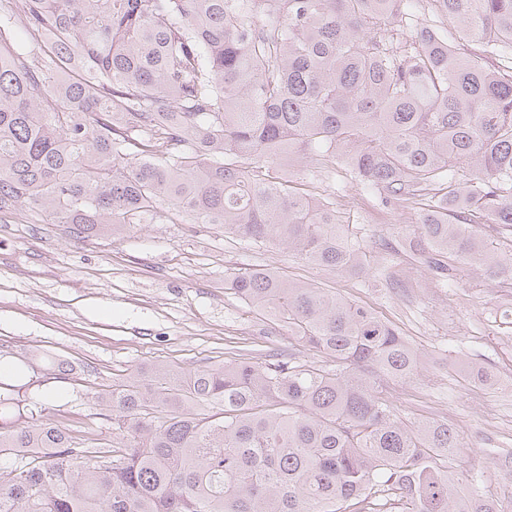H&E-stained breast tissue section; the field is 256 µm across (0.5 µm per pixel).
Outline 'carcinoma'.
I'll return each mask as SVG.
<instances>
[{"mask_svg":"<svg viewBox=\"0 0 512 512\" xmlns=\"http://www.w3.org/2000/svg\"><path fill=\"white\" fill-rule=\"evenodd\" d=\"M431 6L454 34L410 0H0V211L85 238L222 224L346 272L366 253L331 194L288 176L340 166L417 206L409 249L437 283L512 281L478 230L512 236V74L487 62L512 57V0ZM224 288L331 364L131 373L97 397L109 446L0 392V512H504L448 466L455 427L399 412L421 352L394 325L271 269Z\"/></svg>","mask_w":512,"mask_h":512,"instance_id":"cac0c4a2","label":"carcinoma"}]
</instances>
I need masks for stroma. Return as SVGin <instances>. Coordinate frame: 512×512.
Masks as SVG:
<instances>
[{
	"label": "stroma",
	"instance_id": "stroma-1",
	"mask_svg": "<svg viewBox=\"0 0 512 512\" xmlns=\"http://www.w3.org/2000/svg\"><path fill=\"white\" fill-rule=\"evenodd\" d=\"M306 189L335 193L336 211L368 263L357 272L315 266L287 248L257 246L218 224H134L122 237L83 238L29 208L0 211V387L26 392L33 413L90 442L111 443L95 403L114 380L163 362L221 366L243 350L292 353L323 364L287 328L272 327L224 287L233 269L270 268L344 295L394 324L422 353L417 376L391 395L409 420L447 419L463 438L458 471H483L491 493L512 483V342L495 321L512 292L470 274L434 287L405 248L417 216L383 205L379 191L344 169L293 171ZM470 362L499 377L488 391L466 381Z\"/></svg>",
	"mask_w": 512,
	"mask_h": 512
}]
</instances>
